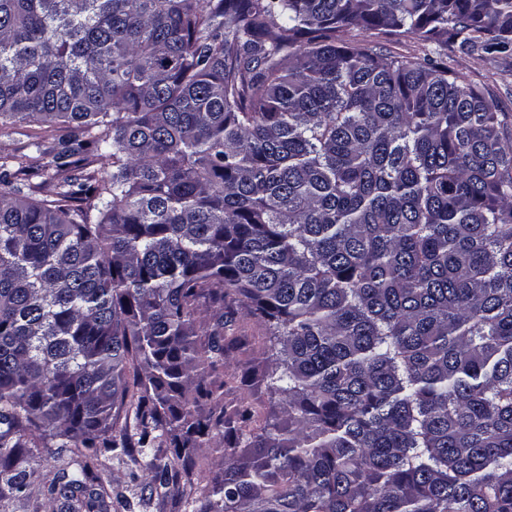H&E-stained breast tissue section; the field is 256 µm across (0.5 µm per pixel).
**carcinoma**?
Wrapping results in <instances>:
<instances>
[{"label": "carcinoma", "instance_id": "cac0c4a2", "mask_svg": "<svg viewBox=\"0 0 512 512\" xmlns=\"http://www.w3.org/2000/svg\"><path fill=\"white\" fill-rule=\"evenodd\" d=\"M450 42L512 57V0H0V128L101 160L49 199L0 161V483L69 448L46 495L110 512L100 455L165 447L182 495L221 433L191 512H512V138ZM228 297L274 358L258 432ZM367 39L373 41L377 52L381 54L391 53L408 57H423L425 53L423 45L409 37L401 39L368 37ZM224 448H227L224 437L216 435L211 441V447L205 448L200 453L197 459V470L199 471L200 479L197 484L195 482L189 497L190 499L198 500L202 498L203 489L206 485H209L208 483L214 472L220 470V463L224 458Z\"/></svg>", "mask_w": 512, "mask_h": 512}]
</instances>
